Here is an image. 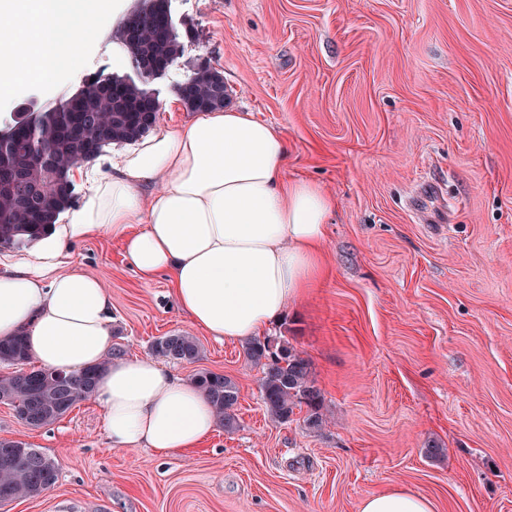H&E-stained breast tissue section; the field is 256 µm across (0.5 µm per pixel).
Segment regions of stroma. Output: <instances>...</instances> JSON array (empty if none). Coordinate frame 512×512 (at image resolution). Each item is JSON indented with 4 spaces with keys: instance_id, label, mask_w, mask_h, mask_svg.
Returning a JSON list of instances; mask_svg holds the SVG:
<instances>
[{
    "instance_id": "obj_1",
    "label": "stroma",
    "mask_w": 512,
    "mask_h": 512,
    "mask_svg": "<svg viewBox=\"0 0 512 512\" xmlns=\"http://www.w3.org/2000/svg\"><path fill=\"white\" fill-rule=\"evenodd\" d=\"M183 45L148 83L156 130L189 119L172 98L204 66L231 104L288 139L286 177L336 197L327 275L267 331L308 359L327 426L279 424L241 343L202 335L166 277L143 283L109 236L74 244L70 267L112 293L115 345L151 356L187 332L240 389L237 426L158 460L112 448L95 400L31 428L0 402V439L56 461L50 490L7 512H360L393 488L436 512H512V0H169ZM119 22L79 70L31 80L0 118L49 106L92 74H129ZM435 441L440 455L428 457Z\"/></svg>"
}]
</instances>
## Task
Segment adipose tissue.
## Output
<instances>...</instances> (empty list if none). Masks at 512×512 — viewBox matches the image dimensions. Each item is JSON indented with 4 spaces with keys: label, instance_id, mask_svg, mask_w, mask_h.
Masks as SVG:
<instances>
[{
    "label": "adipose tissue",
    "instance_id": "1",
    "mask_svg": "<svg viewBox=\"0 0 512 512\" xmlns=\"http://www.w3.org/2000/svg\"><path fill=\"white\" fill-rule=\"evenodd\" d=\"M122 0H0V99L26 78L54 82L89 46L80 31L116 16ZM288 141L234 108L199 113L117 152L63 223L27 248L0 253V339L24 337L44 368L103 366L96 401L112 447L164 459L211 437L219 421L198 385L151 357L111 358L112 294L69 268V249L108 235L146 283L168 276L191 323L218 342L262 336L325 276V224L336 206L322 185L284 175ZM360 512H435L394 488Z\"/></svg>",
    "mask_w": 512,
    "mask_h": 512
}]
</instances>
